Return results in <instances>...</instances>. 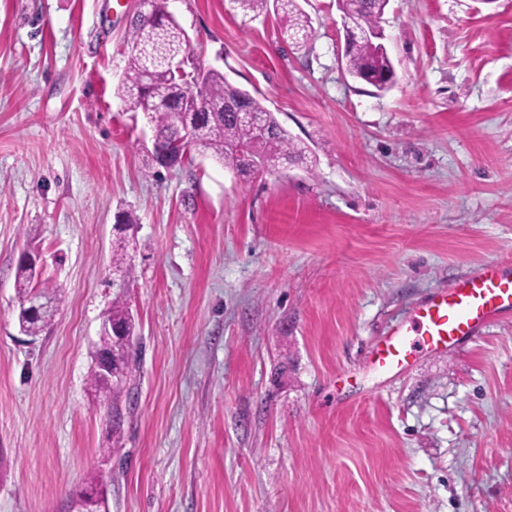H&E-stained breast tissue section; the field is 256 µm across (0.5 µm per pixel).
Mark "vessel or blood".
<instances>
[{
    "label": "vessel or blood",
    "instance_id": "vessel-or-blood-1",
    "mask_svg": "<svg viewBox=\"0 0 512 512\" xmlns=\"http://www.w3.org/2000/svg\"><path fill=\"white\" fill-rule=\"evenodd\" d=\"M512 314V271L502 263L483 266L416 305L408 321L391 327L375 345L380 371L406 369L416 352L456 350Z\"/></svg>",
    "mask_w": 512,
    "mask_h": 512
}]
</instances>
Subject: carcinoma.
Returning a JSON list of instances; mask_svg holds the SVG:
<instances>
[{
  "label": "carcinoma",
  "mask_w": 512,
  "mask_h": 512,
  "mask_svg": "<svg viewBox=\"0 0 512 512\" xmlns=\"http://www.w3.org/2000/svg\"><path fill=\"white\" fill-rule=\"evenodd\" d=\"M237 2L242 9L258 14L268 10V4H273L274 10L281 13L284 19L280 37L286 42L303 47L312 37L309 18L300 8L298 0ZM388 4L389 0H337L342 18L352 22L360 31L359 38L351 44L346 56V70L349 74L360 78L382 76L391 69L389 56L377 52L365 37V34L381 28ZM125 47L127 65L118 94L128 103L131 111L147 116L155 129L157 148L172 150L186 160L190 157L191 148L198 145L213 159L222 162L235 146L254 147L261 153L269 169L284 161L301 162L306 159V147L288 137L285 130L281 129L273 137L257 142L252 129L241 124L233 113L224 111V102L239 96L242 98L241 111L265 115L272 125H278L273 113L259 98L230 86L223 73L214 69L205 71L195 62L193 50L185 41L184 29L168 16L166 0H149V16L139 15L133 20ZM175 56L185 57L189 70L201 73L203 91L210 105L207 111H191V87L187 81L176 77L169 65ZM188 121L199 124L201 142L178 138V130ZM16 279L17 293L22 302L33 293L45 292V289L37 288L34 275L23 263L17 266ZM55 301L56 298H51L49 304L36 315L19 310L18 322L26 335L37 336L48 327L56 313ZM108 315L113 325L124 332V337L101 338L99 351L108 356L120 382L115 385L104 384L93 372L90 384L95 391L110 400L112 423L117 428L123 417L120 402L130 392L133 367L137 362V352L132 341L135 326L120 295L112 301Z\"/></svg>",
  "instance_id": "carcinoma-1"
}]
</instances>
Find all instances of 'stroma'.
<instances>
[{
	"label": "stroma",
	"mask_w": 512,
	"mask_h": 512,
	"mask_svg": "<svg viewBox=\"0 0 512 512\" xmlns=\"http://www.w3.org/2000/svg\"><path fill=\"white\" fill-rule=\"evenodd\" d=\"M236 0H169L202 68L261 98L307 159L166 169L116 88L139 0H0V512H512V318L398 373L378 339L512 261V0H390L385 90ZM138 364L123 424L90 386L121 273ZM58 311L32 338L15 272ZM16 279H17V293L20 298V305L33 293H43L48 294V291H45L44 288L37 289V282L34 283V275L32 274L29 267H27L22 262H19L16 271Z\"/></svg>",
	"instance_id": "obj_1"
}]
</instances>
